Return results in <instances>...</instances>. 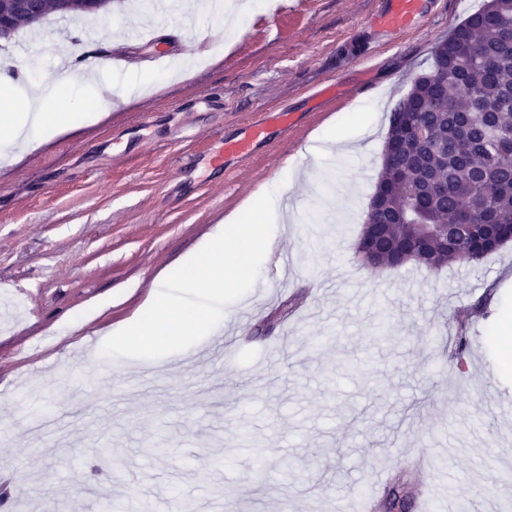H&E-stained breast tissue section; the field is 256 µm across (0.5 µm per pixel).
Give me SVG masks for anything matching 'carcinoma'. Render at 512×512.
Segmentation results:
<instances>
[{
  "mask_svg": "<svg viewBox=\"0 0 512 512\" xmlns=\"http://www.w3.org/2000/svg\"><path fill=\"white\" fill-rule=\"evenodd\" d=\"M431 61L443 78H414L399 108L428 135L390 155L375 187L386 267L409 247L413 224L482 225L466 240L433 238L408 253L406 262L429 270L474 267L512 230V0H484Z\"/></svg>",
  "mask_w": 512,
  "mask_h": 512,
  "instance_id": "obj_1",
  "label": "carcinoma"
}]
</instances>
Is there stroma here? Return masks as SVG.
I'll return each mask as SVG.
<instances>
[{
  "mask_svg": "<svg viewBox=\"0 0 512 512\" xmlns=\"http://www.w3.org/2000/svg\"><path fill=\"white\" fill-rule=\"evenodd\" d=\"M482 0H426L417 25L390 32L379 0H253L233 33L200 7L179 13L117 0L94 17L112 70L179 49L202 60L97 121L0 159V478L22 506L99 512L101 498L164 506L171 494L226 512H338L372 498L376 468L417 499L409 449L450 451L433 475L432 512L495 487L512 465V367L498 334L512 320V241L474 268L362 264L353 244L382 163L388 115L436 43ZM77 21L19 33V63L50 74ZM150 45L133 42L134 32ZM336 85V100L316 94ZM285 108L288 134L248 158H212L265 112ZM358 133L355 152L304 145L330 125ZM303 160L310 176L288 185ZM293 194L275 225L291 250L282 292L275 263L257 299L228 309L237 329L203 338L206 358H94L164 270L261 187ZM341 194L336 214L325 199ZM467 320L464 366L448 354Z\"/></svg>",
  "mask_w": 512,
  "mask_h": 512,
  "instance_id": "1",
  "label": "stroma"
}]
</instances>
